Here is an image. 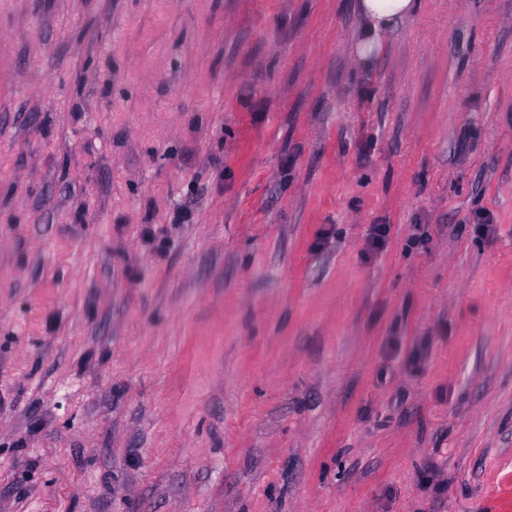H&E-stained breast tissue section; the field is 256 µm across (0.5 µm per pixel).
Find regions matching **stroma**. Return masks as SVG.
<instances>
[{"label":"stroma","mask_w":512,"mask_h":512,"mask_svg":"<svg viewBox=\"0 0 512 512\" xmlns=\"http://www.w3.org/2000/svg\"><path fill=\"white\" fill-rule=\"evenodd\" d=\"M362 26L0 0V512H512V0Z\"/></svg>","instance_id":"obj_1"}]
</instances>
